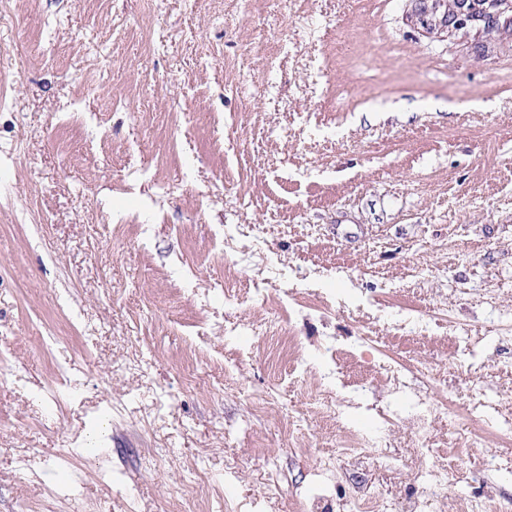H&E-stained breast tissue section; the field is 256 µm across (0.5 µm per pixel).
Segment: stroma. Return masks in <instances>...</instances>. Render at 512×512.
Segmentation results:
<instances>
[{"label": "stroma", "instance_id": "35a3bbf8", "mask_svg": "<svg viewBox=\"0 0 512 512\" xmlns=\"http://www.w3.org/2000/svg\"><path fill=\"white\" fill-rule=\"evenodd\" d=\"M415 0H13L0 11V512H388L429 460L379 347L435 365L421 396L512 404V38L414 22ZM452 312L477 341L421 338ZM284 314L312 356L371 337L340 378L276 357ZM271 402L256 415V398ZM358 425L392 448L317 457ZM485 418L446 493L512 498V441ZM496 471L487 472V457ZM193 494L181 486L193 478Z\"/></svg>", "mask_w": 512, "mask_h": 512}]
</instances>
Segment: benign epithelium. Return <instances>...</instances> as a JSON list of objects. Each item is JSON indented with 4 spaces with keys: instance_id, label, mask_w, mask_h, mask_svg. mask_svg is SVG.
<instances>
[{
    "instance_id": "benign-epithelium-1",
    "label": "benign epithelium",
    "mask_w": 512,
    "mask_h": 512,
    "mask_svg": "<svg viewBox=\"0 0 512 512\" xmlns=\"http://www.w3.org/2000/svg\"><path fill=\"white\" fill-rule=\"evenodd\" d=\"M414 18L429 32L475 30L494 41L512 26V0H418Z\"/></svg>"
}]
</instances>
